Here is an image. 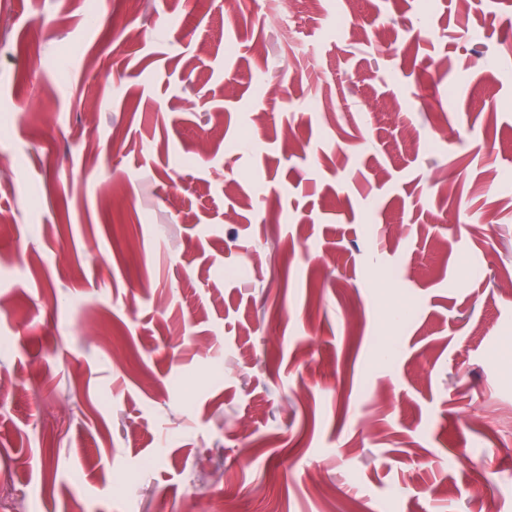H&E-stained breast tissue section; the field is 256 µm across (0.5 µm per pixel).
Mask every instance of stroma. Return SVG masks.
Here are the masks:
<instances>
[{"mask_svg":"<svg viewBox=\"0 0 512 512\" xmlns=\"http://www.w3.org/2000/svg\"><path fill=\"white\" fill-rule=\"evenodd\" d=\"M1 337L29 512H512V0H0Z\"/></svg>","mask_w":512,"mask_h":512,"instance_id":"stroma-1","label":"stroma"}]
</instances>
